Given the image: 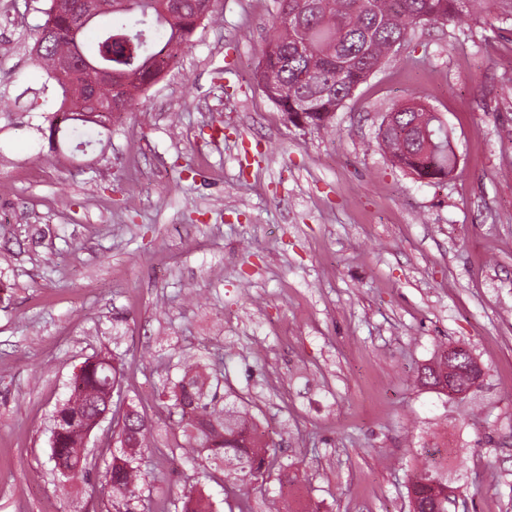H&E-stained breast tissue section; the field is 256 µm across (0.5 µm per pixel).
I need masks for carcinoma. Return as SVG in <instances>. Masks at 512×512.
I'll return each mask as SVG.
<instances>
[{
  "mask_svg": "<svg viewBox=\"0 0 512 512\" xmlns=\"http://www.w3.org/2000/svg\"><path fill=\"white\" fill-rule=\"evenodd\" d=\"M50 0L46 20L35 40V51L49 74L57 61L71 59L82 66H110L126 81L129 99H134L162 73L157 57L173 60L189 44L196 29L212 20V10L203 0H167V13L158 9L161 0H112L111 18L97 17L71 33L66 14L56 11ZM463 16L482 18L491 24L512 23V0H279L273 35L262 49L255 79L265 96L296 124L316 129L331 127L332 119L354 90L378 67L382 59L405 43L420 25H438ZM52 37L43 40L44 30ZM98 32L95 51L84 50V36ZM60 110L71 114L74 125L55 135V120L49 121L53 149L66 141L111 133L106 118L92 106L76 109V100L92 91L82 84L58 83ZM385 137L378 139L393 162L419 177L441 179L456 166L448 150V130L440 118L418 104L390 112ZM445 352L441 346L417 374L418 384L437 393L448 387ZM121 371L112 356L84 362L81 374L71 378L69 394L56 410L51 434V458L65 460V481L77 484L91 479L93 466L83 452L85 435L103 412L111 414V438L129 451L107 464L103 498L122 505L142 496L150 471L142 468V450L155 447L154 429L145 409L133 405L122 411L118 402L106 404L108 390L120 392ZM158 389L168 394L169 413L179 416V432L172 433L168 447L192 465L181 512H214L213 504L196 479L214 473L224 476V491L238 496V512H251L242 487L271 470L284 481L293 479L276 444L259 433L255 415L245 405L227 401L224 369L199 360L183 359L180 374L159 378ZM425 462L408 481L409 512H448V462L424 449Z\"/></svg>",
  "mask_w": 512,
  "mask_h": 512,
  "instance_id": "carcinoma-1",
  "label": "carcinoma"
}]
</instances>
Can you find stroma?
<instances>
[{"mask_svg": "<svg viewBox=\"0 0 512 512\" xmlns=\"http://www.w3.org/2000/svg\"><path fill=\"white\" fill-rule=\"evenodd\" d=\"M49 0H0V512H106L92 480L53 471L51 419L97 353L119 355L158 444L153 389L182 357L224 363L290 464L248 487L252 512H408L423 440L467 446L468 512H512V33L466 18L420 26L336 112L297 127L254 77L278 0H215L177 63L103 143L51 151L61 96L37 60ZM418 95L457 155L430 182L378 129ZM222 137H213L214 129ZM196 179H179L183 169ZM486 368L472 402L416 382L438 344ZM159 474L132 512H175L189 470Z\"/></svg>", "mask_w": 512, "mask_h": 512, "instance_id": "obj_1", "label": "stroma"}]
</instances>
